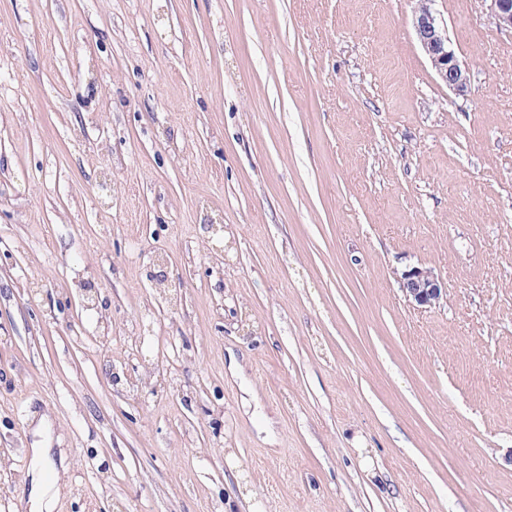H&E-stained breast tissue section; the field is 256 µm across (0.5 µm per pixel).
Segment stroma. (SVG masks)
Instances as JSON below:
<instances>
[{"label":"stroma","mask_w":512,"mask_h":512,"mask_svg":"<svg viewBox=\"0 0 512 512\" xmlns=\"http://www.w3.org/2000/svg\"><path fill=\"white\" fill-rule=\"evenodd\" d=\"M415 5L0 0V512H512V32ZM413 15L417 39L438 78L458 95H465L470 84L467 67L459 60L448 37L447 25L431 9L434 0H418ZM401 290L408 302L419 308L432 309L445 293L442 281L431 269L412 267L400 277ZM46 457H47V452H43L42 448H37V449H34V459L37 463V471H38V476H37V480H36V503H35V506H39L41 505L43 499H45L46 497H53V496H50L49 495V492L51 491V489L53 488L54 485H56V482L57 480H54V484L51 485L47 480H46V476H47V473H49L51 470L50 468L48 467H45L46 466V463H47V460H46Z\"/></svg>","instance_id":"stroma-1"}]
</instances>
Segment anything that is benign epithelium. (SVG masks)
<instances>
[{
    "instance_id": "7a95c632",
    "label": "benign epithelium",
    "mask_w": 512,
    "mask_h": 512,
    "mask_svg": "<svg viewBox=\"0 0 512 512\" xmlns=\"http://www.w3.org/2000/svg\"><path fill=\"white\" fill-rule=\"evenodd\" d=\"M434 0H418L413 26L417 39L438 78L458 95H465L470 84L467 67L459 60L448 37L447 25L433 12ZM497 27L512 30V0H488ZM401 290L408 302L431 309L445 293L442 281L428 268L413 267L402 273Z\"/></svg>"
}]
</instances>
